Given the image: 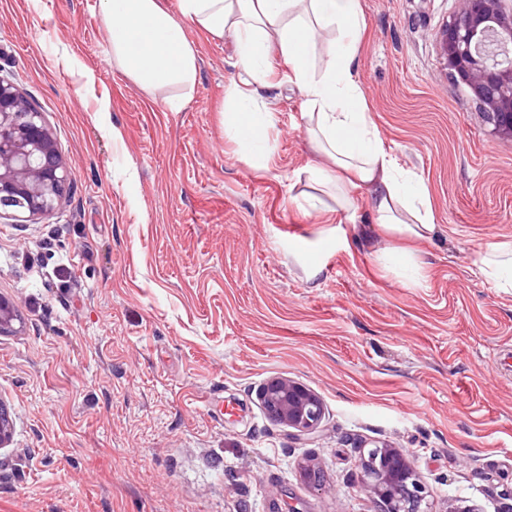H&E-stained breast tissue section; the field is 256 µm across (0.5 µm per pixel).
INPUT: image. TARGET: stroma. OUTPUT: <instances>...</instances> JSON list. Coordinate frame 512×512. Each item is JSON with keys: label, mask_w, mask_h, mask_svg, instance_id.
Masks as SVG:
<instances>
[{"label": "stroma", "mask_w": 512, "mask_h": 512, "mask_svg": "<svg viewBox=\"0 0 512 512\" xmlns=\"http://www.w3.org/2000/svg\"><path fill=\"white\" fill-rule=\"evenodd\" d=\"M360 2L355 77L428 189L425 239L384 234L366 191L349 213L309 181L320 158L281 57L257 90L258 162L224 130L230 39L187 28L199 77L173 112L113 65L98 0H0V69L75 177L52 217L0 220L20 320L0 335V512H378L354 461L381 441L412 457L431 512H512V294L475 267L512 243V138L440 69L459 0ZM273 377L322 399L310 439L269 419Z\"/></svg>", "instance_id": "1"}]
</instances>
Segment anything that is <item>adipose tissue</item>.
I'll use <instances>...</instances> for the list:
<instances>
[{"mask_svg":"<svg viewBox=\"0 0 512 512\" xmlns=\"http://www.w3.org/2000/svg\"><path fill=\"white\" fill-rule=\"evenodd\" d=\"M99 6L113 63L144 90L166 92L173 110L192 101L198 79V52L186 25L232 38L244 79L224 93V126L256 159L263 156L267 109L247 88L267 84L271 58L280 55L307 99L310 143L324 159L311 172L335 189L337 207L350 208L353 192L364 187L385 232L421 238L433 231L425 185L382 145L354 77L366 28L359 0H178L174 13L161 0H99ZM329 29L338 35L337 48L313 68L312 49ZM477 267L497 288L512 292V244L487 250Z\"/></svg>","mask_w":512,"mask_h":512,"instance_id":"ef3b65f1","label":"adipose tissue"}]
</instances>
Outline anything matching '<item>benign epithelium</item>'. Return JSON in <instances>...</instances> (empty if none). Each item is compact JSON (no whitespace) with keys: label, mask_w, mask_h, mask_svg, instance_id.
<instances>
[{"label":"benign epithelium","mask_w":512,"mask_h":512,"mask_svg":"<svg viewBox=\"0 0 512 512\" xmlns=\"http://www.w3.org/2000/svg\"><path fill=\"white\" fill-rule=\"evenodd\" d=\"M460 7L436 42L442 70L464 84L494 130L512 137V10L504 0H459ZM75 178L41 112L9 79L0 76V216L22 222L50 217L74 188ZM17 315L0 299V334ZM260 400L278 424L309 437L319 429L324 406L310 389L282 377L267 380ZM13 419L0 400V447L10 444ZM361 488L379 512H429L428 491L409 454L375 445L355 461Z\"/></svg>","instance_id":"1"}]
</instances>
